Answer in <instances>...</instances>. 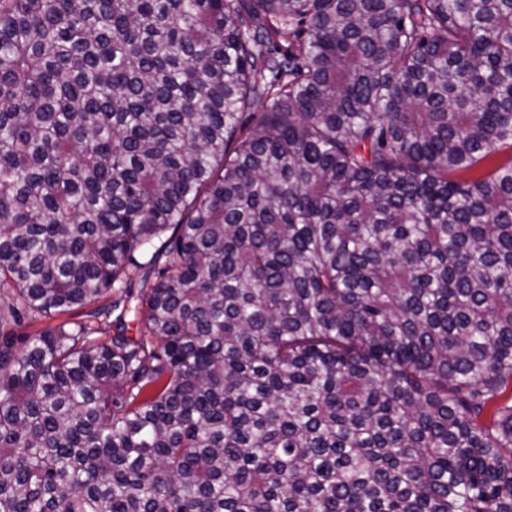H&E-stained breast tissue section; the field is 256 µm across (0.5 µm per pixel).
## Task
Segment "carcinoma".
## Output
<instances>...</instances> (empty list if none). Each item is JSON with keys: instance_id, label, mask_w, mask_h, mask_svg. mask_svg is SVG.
I'll return each mask as SVG.
<instances>
[{"instance_id": "cac0c4a2", "label": "carcinoma", "mask_w": 512, "mask_h": 512, "mask_svg": "<svg viewBox=\"0 0 512 512\" xmlns=\"http://www.w3.org/2000/svg\"><path fill=\"white\" fill-rule=\"evenodd\" d=\"M506 147L512 0H0V512H512ZM66 319H68L67 315H62L55 318H43L34 322L25 320L18 325H11L7 327V330H12L14 335L18 337L19 341V339H23L27 335L52 329Z\"/></svg>"}]
</instances>
